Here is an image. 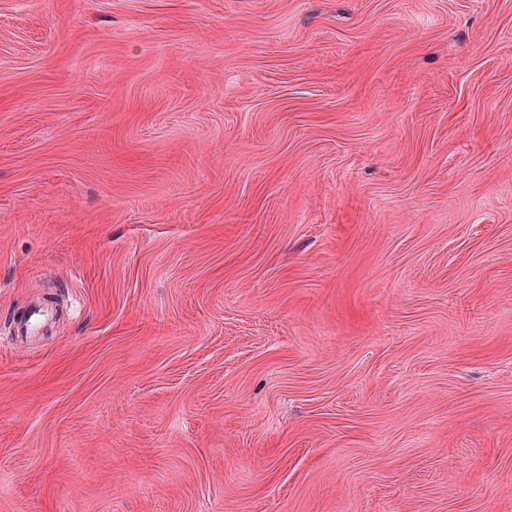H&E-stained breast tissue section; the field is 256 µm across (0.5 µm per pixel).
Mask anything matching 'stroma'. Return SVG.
<instances>
[{
  "label": "stroma",
  "instance_id": "obj_1",
  "mask_svg": "<svg viewBox=\"0 0 512 512\" xmlns=\"http://www.w3.org/2000/svg\"><path fill=\"white\" fill-rule=\"evenodd\" d=\"M0 512H512V0H0Z\"/></svg>",
  "mask_w": 512,
  "mask_h": 512
}]
</instances>
